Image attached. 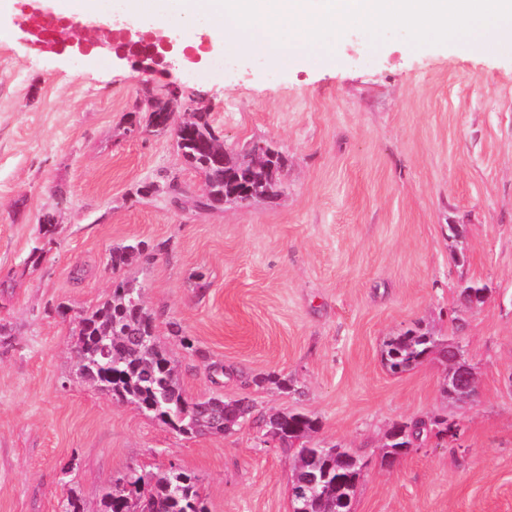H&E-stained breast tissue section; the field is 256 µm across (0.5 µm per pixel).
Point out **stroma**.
<instances>
[{"label":"stroma","instance_id":"obj_1","mask_svg":"<svg viewBox=\"0 0 512 512\" xmlns=\"http://www.w3.org/2000/svg\"><path fill=\"white\" fill-rule=\"evenodd\" d=\"M16 3L0 0V512H60L71 493L100 512L129 468L172 466L207 512H291L294 458L259 419L293 408L318 418L315 445L366 461L354 512H512V44H376L352 27L332 58L155 74L209 106L226 148L270 140L287 159L280 199L200 213L140 193L202 186L173 134H130L142 73L96 45L33 47ZM46 211L54 245L34 263ZM132 241L168 248L113 274L110 251ZM119 277L140 282L186 396L248 399V422L185 436L79 377L77 318ZM469 280L492 292L461 315ZM419 326L460 341L473 402L448 403L438 360L384 366V341ZM271 373L296 392L256 385ZM435 414L462 423L464 447L431 439L382 464L393 423Z\"/></svg>","mask_w":512,"mask_h":512}]
</instances>
